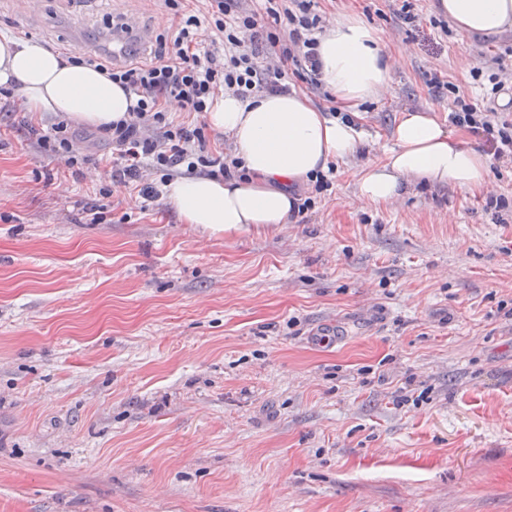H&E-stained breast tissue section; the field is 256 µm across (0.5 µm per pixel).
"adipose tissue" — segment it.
<instances>
[{"label":"adipose tissue","mask_w":512,"mask_h":512,"mask_svg":"<svg viewBox=\"0 0 512 512\" xmlns=\"http://www.w3.org/2000/svg\"><path fill=\"white\" fill-rule=\"evenodd\" d=\"M464 35L512 32V0H434ZM319 79L346 107L377 96L393 67L376 30L353 14L328 28L316 49ZM16 87L27 111L63 112L73 122L101 127L124 118V89L92 67L73 64L39 41L0 37V88ZM208 127L228 134L244 178L183 176L165 188L182 223L215 232L290 223L295 191L330 165L357 153L365 134L357 122L323 112L299 90L263 92L247 100L232 93L214 99ZM490 159L463 145L433 114L401 113L393 141L357 178L361 201L380 206L407 194L418 181L474 193L489 176Z\"/></svg>","instance_id":"obj_1"}]
</instances>
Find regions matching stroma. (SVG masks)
I'll use <instances>...</instances> for the list:
<instances>
[{
	"mask_svg": "<svg viewBox=\"0 0 512 512\" xmlns=\"http://www.w3.org/2000/svg\"><path fill=\"white\" fill-rule=\"evenodd\" d=\"M411 3L413 24L396 0H318L396 66L339 110L362 153L273 230L100 196L106 170H61L0 112V512H512V166L380 207L356 186L398 115L481 102L512 33ZM125 17L170 25L162 0H0V37L91 52ZM327 323L342 342L311 345Z\"/></svg>",
	"mask_w": 512,
	"mask_h": 512,
	"instance_id": "35a3bbf8",
	"label": "stroma"
}]
</instances>
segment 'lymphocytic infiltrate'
Wrapping results in <instances>:
<instances>
[{
	"label": "lymphocytic infiltrate",
	"mask_w": 512,
	"mask_h": 512,
	"mask_svg": "<svg viewBox=\"0 0 512 512\" xmlns=\"http://www.w3.org/2000/svg\"><path fill=\"white\" fill-rule=\"evenodd\" d=\"M248 2L199 0L192 8L184 0H163L171 28L157 36L147 62L128 45L115 58L76 56V63L105 72L137 98L125 119L101 133L112 147L104 165L113 183L136 190L141 210H149L165 184L183 173L230 178L240 171L237 158L209 149L203 125L170 120L168 101L200 114L220 93L245 99L262 89L283 90L289 68L315 72V32L322 22L315 0H262L256 9ZM452 119L486 136L498 158L512 161V123L466 102ZM21 125L40 153L67 168L92 163L65 115L55 114L44 127L26 118Z\"/></svg>",
	"instance_id": "lymphocytic-infiltrate-1"
}]
</instances>
